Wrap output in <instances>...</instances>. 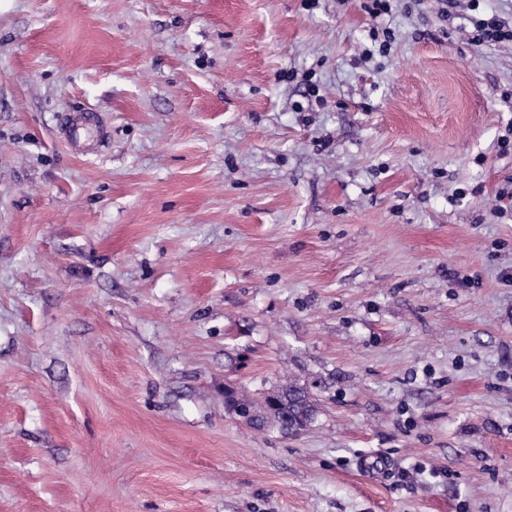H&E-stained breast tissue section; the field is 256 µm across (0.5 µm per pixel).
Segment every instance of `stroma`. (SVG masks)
Returning <instances> with one entry per match:
<instances>
[{
    "label": "stroma",
    "instance_id": "stroma-1",
    "mask_svg": "<svg viewBox=\"0 0 512 512\" xmlns=\"http://www.w3.org/2000/svg\"><path fill=\"white\" fill-rule=\"evenodd\" d=\"M361 3L0 0V512H512V45ZM236 398L232 399L234 405H250L266 410L271 418L289 413V423L301 426L310 424L315 413V406L312 398L300 387L288 384L282 388L264 396L262 400H254L244 392L236 389ZM278 402L284 407H275L274 402Z\"/></svg>",
    "mask_w": 512,
    "mask_h": 512
}]
</instances>
